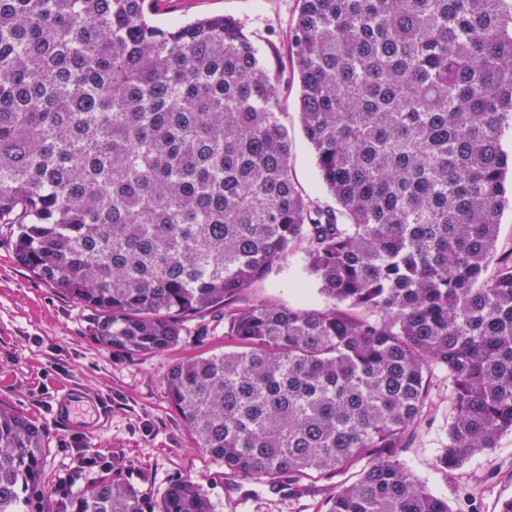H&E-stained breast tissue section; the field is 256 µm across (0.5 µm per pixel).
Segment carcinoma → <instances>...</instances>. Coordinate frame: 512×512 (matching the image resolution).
I'll return each instance as SVG.
<instances>
[{
    "label": "carcinoma",
    "instance_id": "1",
    "mask_svg": "<svg viewBox=\"0 0 512 512\" xmlns=\"http://www.w3.org/2000/svg\"><path fill=\"white\" fill-rule=\"evenodd\" d=\"M303 193L279 79L230 17L149 0H0V224L17 261L131 357L217 313L232 350L174 365L171 404L241 479L295 489L365 459L324 512H453L399 455L448 373L445 469L512 433V0H300ZM333 304L237 305L296 244ZM46 432L0 408V512H46ZM56 512H215L189 480L110 476ZM298 112L296 90L288 89L281 97L279 121L288 131L289 163L293 176L305 194L318 200L322 206L336 208L335 199L318 176L313 151L303 134Z\"/></svg>",
    "mask_w": 512,
    "mask_h": 512
}]
</instances>
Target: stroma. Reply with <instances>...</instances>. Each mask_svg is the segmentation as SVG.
Returning <instances> with one entry per match:
<instances>
[{"mask_svg": "<svg viewBox=\"0 0 512 512\" xmlns=\"http://www.w3.org/2000/svg\"><path fill=\"white\" fill-rule=\"evenodd\" d=\"M157 21L182 22L230 16L260 48L270 68L289 81V33L299 0H155ZM279 121L288 132L289 163L302 191L321 205L335 207L317 172L298 113L295 91L281 97ZM268 302L282 307L322 310L329 301L309 268L303 246L274 264L267 276L246 288L240 305ZM94 309L73 300L19 264L10 234L0 229V407L27 417L47 433L46 481L55 512L61 486L77 493L96 481L101 469L81 470L77 457L98 454L115 477L161 495L175 480H190L208 492L218 512H324L336 479L306 483L304 491L273 488L227 473L222 460L199 450L164 386L177 363L224 346L223 329L204 330L190 319L170 349L136 358L106 349L93 339ZM91 397L88 419L93 434L55 421L51 410L59 386ZM451 407L448 377L433 369L425 405L409 429L400 462L453 512H499L512 498V434L473 454L460 468L444 470L438 457L447 442Z\"/></svg>", "mask_w": 512, "mask_h": 512, "instance_id": "35a3bbf8", "label": "stroma"}]
</instances>
